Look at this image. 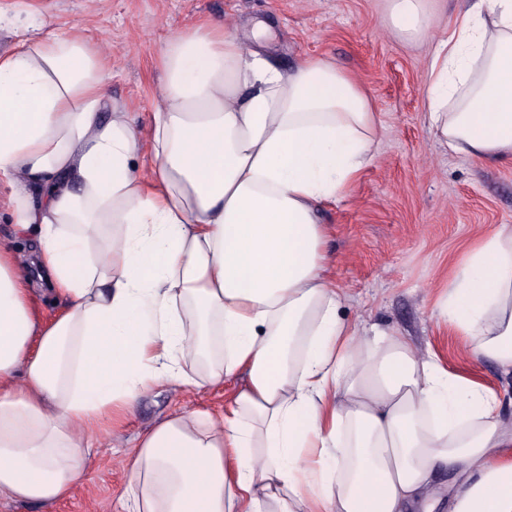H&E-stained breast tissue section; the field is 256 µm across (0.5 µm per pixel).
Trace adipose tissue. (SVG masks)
Instances as JSON below:
<instances>
[{
    "label": "adipose tissue",
    "instance_id": "ef3b65f1",
    "mask_svg": "<svg viewBox=\"0 0 512 512\" xmlns=\"http://www.w3.org/2000/svg\"><path fill=\"white\" fill-rule=\"evenodd\" d=\"M390 24L422 37L434 22L424 0H391ZM161 63L144 131L81 36L32 33L0 56V181L37 241L30 260L0 245V499L68 496L142 394L242 375L223 414L139 439L134 512H411L443 468L461 478L451 512H512V419L494 393L340 313L317 210L375 157L365 89L321 57L279 69L221 23ZM428 73L440 145L512 162V0H467ZM35 270L65 301L54 321L33 305ZM438 309L474 358L512 372V226L472 242ZM197 359L205 374L187 371Z\"/></svg>",
    "mask_w": 512,
    "mask_h": 512
}]
</instances>
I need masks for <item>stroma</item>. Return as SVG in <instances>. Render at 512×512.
<instances>
[{"label": "stroma", "instance_id": "35a3bbf8", "mask_svg": "<svg viewBox=\"0 0 512 512\" xmlns=\"http://www.w3.org/2000/svg\"><path fill=\"white\" fill-rule=\"evenodd\" d=\"M0 25V54L33 24L44 33L80 35L106 44L109 95L137 125L150 122L164 84L159 56L166 44L204 20L250 33L268 27L254 48L288 68L319 56L352 73L380 113L377 155L347 195L324 203L330 273L345 296L349 321L404 336L435 353L449 371L494 390L512 416V377L491 361H474L466 339L438 317L437 302L470 243L512 225V165L454 156L427 123V63L465 0H426L436 24L423 38L397 36L388 0H15ZM244 382L156 388L137 402L126 424L95 442L92 461L71 495L46 503L0 500V512H130L124 460L139 434L181 411L222 413Z\"/></svg>", "mask_w": 512, "mask_h": 512}]
</instances>
